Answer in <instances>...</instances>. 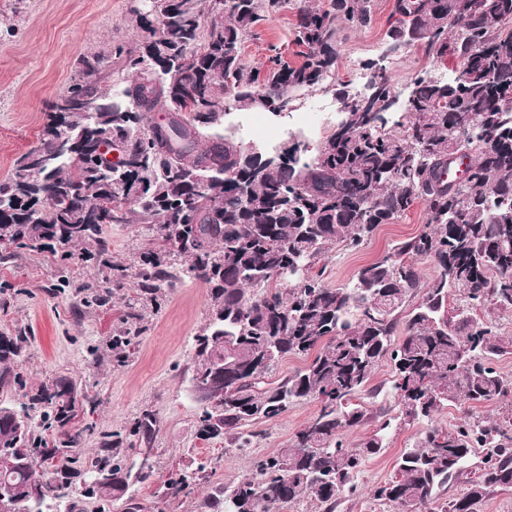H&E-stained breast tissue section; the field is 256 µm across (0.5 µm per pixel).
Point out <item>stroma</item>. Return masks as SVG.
Segmentation results:
<instances>
[{
	"label": "stroma",
	"instance_id": "35a3bbf8",
	"mask_svg": "<svg viewBox=\"0 0 512 512\" xmlns=\"http://www.w3.org/2000/svg\"><path fill=\"white\" fill-rule=\"evenodd\" d=\"M130 5L131 0H0V179L11 175L16 159L36 145L50 103L64 94L77 74L79 56L106 50L113 40L136 41ZM372 7V25L355 31L339 48L333 87L310 92L285 115H267L269 127L281 128L289 139L302 137L303 114L310 101L318 99L330 112L317 128L313 144L332 133L340 118L335 106L342 101V91L354 87L356 67L379 59L385 49L394 0H373ZM295 20L294 12L288 10L261 21L255 37L243 46L244 61L263 65L275 47L289 62H296ZM457 68L454 57L433 58L413 45L395 54L388 65L391 83L402 98L408 96L416 74L427 71L439 76ZM426 222L425 209L418 203L392 223L380 225L363 247L336 246L319 261L326 284L333 288L347 284L360 267L420 233ZM103 236L113 259L130 266L150 243L145 225L136 222L107 225ZM185 266L184 258H175V270L181 273ZM64 273L50 247H0V332L23 327L32 338L19 367L27 391L64 378L95 402V413L77 411L69 424L73 430L94 425L87 449L99 447L101 433L127 432L142 412L156 414L160 429L153 443L154 475L136 491L137 499L151 512L197 510L195 500L164 497L162 484L170 473H191L199 464L208 463L216 470L215 481L241 480L252 475L256 459L283 447L316 416L318 402L296 403L278 420L256 424L254 444L245 451L202 440L198 434L202 406L192 391L191 347L211 314L206 284L181 273L160 307L145 308L146 329L134 354L119 366L113 363L107 345L128 318L127 303L137 290L136 281L126 277L106 305L87 308L74 291L58 292ZM66 274L74 280L100 282L110 271L94 262L72 267ZM511 407L504 399L475 406L452 404L433 420L393 429L386 448L371 457L358 475V494L343 501L335 512H387V505L374 499L372 491L394 479L397 458L421 433L433 427L450 430L475 417L495 420Z\"/></svg>",
	"mask_w": 512,
	"mask_h": 512
}]
</instances>
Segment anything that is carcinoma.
<instances>
[{"mask_svg": "<svg viewBox=\"0 0 512 512\" xmlns=\"http://www.w3.org/2000/svg\"><path fill=\"white\" fill-rule=\"evenodd\" d=\"M373 0H138L133 7L141 40L132 47L111 44L126 75L115 81L99 68L102 53L80 56V78L60 99L93 104L62 111L52 105L37 145L0 180V243L36 249L47 240L64 265L92 259L112 270L115 283L127 266L112 260L102 225L121 224L135 214L149 225L152 246L135 269L139 301L158 306L176 274L172 257H188L184 274L210 289L209 323L196 336L192 376L207 381L224 367V402L202 411L198 433L241 450L253 444L257 423L273 422L297 401L320 404L313 420L288 443L261 459L248 478L217 485L198 503V512H272L313 499L334 512L358 493L355 476L365 460L387 445L393 421L430 420L450 403L479 404L512 393L493 360L512 345V336L470 317L475 307L512 311L502 278L512 276V0H395L390 38L419 45L426 53L459 59L470 79L442 83L427 73L413 79L415 103L408 118L388 126L346 104L344 118L315 151L294 141L281 157L249 154L225 137L224 113L262 108L278 114L307 92L335 79L342 39L373 20ZM295 12L293 44L300 61L280 53L269 65L252 67L241 45L271 14ZM373 104L393 99L390 77L373 81ZM168 112L164 127L148 113ZM90 142L104 136L107 149L119 142L152 166H134L118 177L104 172L92 153L67 148L65 133ZM205 168L207 197L197 198L186 175ZM250 186L248 194L238 183ZM135 204L124 208L123 197ZM424 204L425 230L381 259L359 268L352 284L331 288L318 260L338 243L358 249L382 224L416 203ZM95 244L76 254L73 247ZM433 261L436 274L423 284L418 261ZM263 286L259 294L249 293ZM81 304H106L107 288L85 282L75 288ZM458 297L448 314V294ZM414 302L404 336L395 339L403 307ZM112 336V358L121 365L143 333L142 315L130 313ZM31 337L17 328L0 333V390L25 388L16 368ZM313 354L288 377L269 381V372L290 354ZM392 363L390 390L399 416L388 418L358 442L348 434L367 420L358 402L374 395L372 372ZM86 394L65 379L44 385L15 409L0 403V454L22 459L0 474V492L17 499L30 486L43 491L32 512H50L46 501L71 498L67 512H81L85 499L126 497L130 484L153 470L138 465L135 444L114 433L105 447L79 454L88 426L68 423ZM40 412V427L30 412ZM512 420H468L451 431L432 428L396 461L397 477L375 488L376 499L399 512H431L438 489L468 468L473 450L483 448L482 474L448 512H476L490 490L512 488ZM159 430L144 413L129 436L146 444ZM59 467L36 474L35 463ZM104 481L75 497L73 479ZM207 479L205 467L178 472L165 482L171 499L195 493Z\"/></svg>", "mask_w": 512, "mask_h": 512, "instance_id": "carcinoma-1", "label": "carcinoma"}]
</instances>
